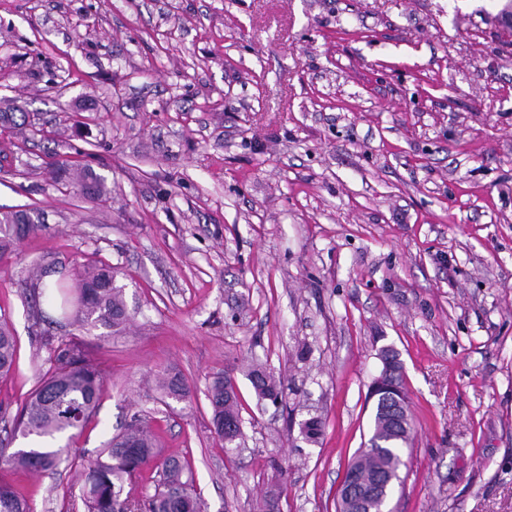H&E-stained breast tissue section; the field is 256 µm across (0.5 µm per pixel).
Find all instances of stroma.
<instances>
[{"label": "stroma", "mask_w": 512, "mask_h": 512, "mask_svg": "<svg viewBox=\"0 0 512 512\" xmlns=\"http://www.w3.org/2000/svg\"><path fill=\"white\" fill-rule=\"evenodd\" d=\"M503 0H0V213L40 225L0 256L11 425L77 338L107 378L73 447L134 417L186 459L208 512H336L367 442L382 348L413 441L391 512H512V39ZM76 161L106 201L57 184ZM100 261L132 320L38 316L29 273ZM281 381L259 399L248 372ZM171 368L190 396L162 397ZM238 386L244 440L207 386ZM320 419L307 442L303 423ZM33 512H82L60 465L12 474ZM16 361V340L8 326L0 322V378L9 376ZM224 391V376L216 377L209 386L208 398L212 409V423L214 433L218 440L224 443V448H235V441L228 440L225 442V436L221 435L216 427L224 425V420H234V425L240 423L238 411V396L232 392V396ZM232 445V446H231Z\"/></svg>", "instance_id": "1"}]
</instances>
